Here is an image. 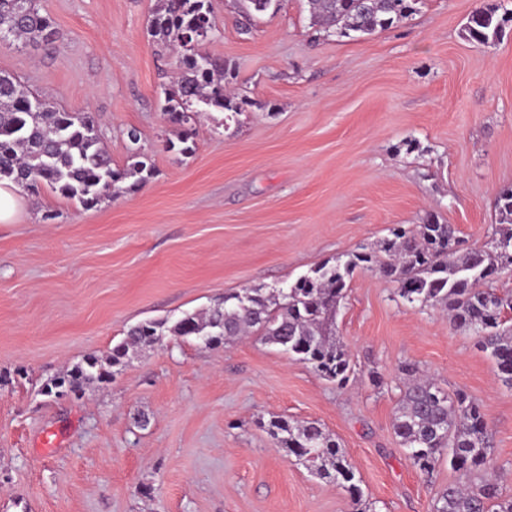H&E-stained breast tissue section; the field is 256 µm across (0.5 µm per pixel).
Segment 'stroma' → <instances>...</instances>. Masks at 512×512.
Returning <instances> with one entry per match:
<instances>
[{"label":"stroma","instance_id":"35a3bbf8","mask_svg":"<svg viewBox=\"0 0 512 512\" xmlns=\"http://www.w3.org/2000/svg\"><path fill=\"white\" fill-rule=\"evenodd\" d=\"M155 4L38 0L57 48L0 43V72L57 110L91 113L115 167L131 128L155 166L89 210L47 186L21 194L0 223V512H355L257 427L273 416L337 438L373 512H430L460 475L444 462L420 472L393 432L408 363L481 405L489 462L512 490V388L475 336L369 269L354 271L336 316L345 386L253 337L168 336L81 398L42 395L136 323L288 287L427 211L482 246L512 186V22L467 40L481 0H420L360 39L312 27L307 0H283L246 33L236 0H212L217 30L200 50L235 63L245 105L229 120L196 116L188 156L166 147L179 129L160 98L179 53L147 35Z\"/></svg>","mask_w":512,"mask_h":512}]
</instances>
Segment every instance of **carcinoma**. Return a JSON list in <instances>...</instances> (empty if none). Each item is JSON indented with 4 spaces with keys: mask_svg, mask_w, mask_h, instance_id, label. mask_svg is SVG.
Wrapping results in <instances>:
<instances>
[{
    "mask_svg": "<svg viewBox=\"0 0 512 512\" xmlns=\"http://www.w3.org/2000/svg\"><path fill=\"white\" fill-rule=\"evenodd\" d=\"M313 24L341 37L365 38L416 11L419 0H308ZM280 0H243L240 17L249 30L258 14L276 10ZM497 4H483L471 14L465 35L485 44L503 34L505 18ZM211 0H158L149 33L157 43L181 48L179 76L164 91L162 112L184 127L182 154L196 149L192 119L198 106L238 113L245 101L228 89L235 66L199 50L197 29L215 28ZM0 36L24 44L51 45L60 33L36 0H0ZM131 163L113 167L97 122L80 112H60L32 100L15 78L0 73V181L28 192L45 183L84 208L97 207L148 182L154 166L141 152L139 132L130 128ZM133 179L125 184L127 179ZM497 222L480 247L456 248L457 229L430 211L413 229L396 227L371 251L347 255L333 265L321 264L286 288H244L224 295L215 307L175 319L149 320L128 328L125 339L101 359L88 357L60 376L58 383L76 391L93 381L106 382L122 367L129 350L150 347L165 336L195 338L219 345L236 336L253 335L281 346L321 377L339 385L349 380L351 358L336 336V311L345 297L346 279L358 267L377 270L398 284L397 296L409 304L428 305L448 316L455 329L473 333L479 347L495 362L499 379L512 386V294L482 288L505 267H512V187L496 198ZM393 421L396 436L415 467L430 474L443 455L466 481L440 492L431 512H512V494L489 472L491 450L485 415L462 391L453 394L418 368H402ZM285 458L305 464L318 478L346 488L362 504L356 474L336 438L314 421L273 417L259 421Z\"/></svg>",
    "mask_w": 512,
    "mask_h": 512,
    "instance_id": "obj_1",
    "label": "carcinoma"
}]
</instances>
